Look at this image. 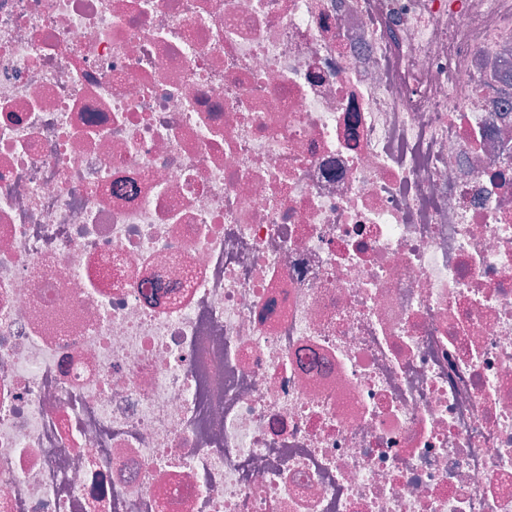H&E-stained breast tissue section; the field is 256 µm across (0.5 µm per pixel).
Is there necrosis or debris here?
Segmentation results:
<instances>
[{"instance_id":"1","label":"necrosis or debris","mask_w":512,"mask_h":512,"mask_svg":"<svg viewBox=\"0 0 512 512\" xmlns=\"http://www.w3.org/2000/svg\"><path fill=\"white\" fill-rule=\"evenodd\" d=\"M512 0H0V512H512Z\"/></svg>"}]
</instances>
